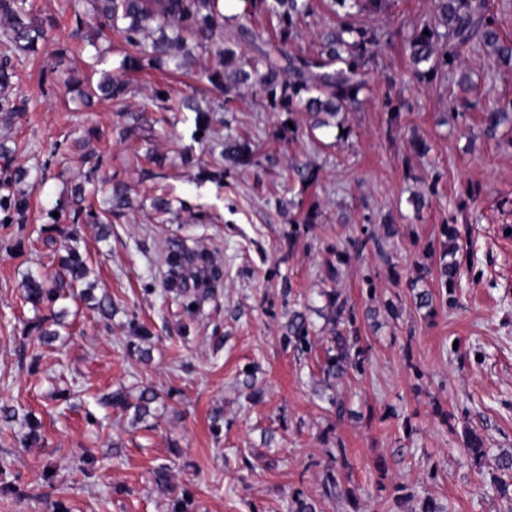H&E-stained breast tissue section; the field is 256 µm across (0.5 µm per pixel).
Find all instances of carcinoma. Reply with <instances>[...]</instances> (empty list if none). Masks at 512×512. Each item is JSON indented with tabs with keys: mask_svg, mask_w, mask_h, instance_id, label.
Listing matches in <instances>:
<instances>
[{
	"mask_svg": "<svg viewBox=\"0 0 512 512\" xmlns=\"http://www.w3.org/2000/svg\"><path fill=\"white\" fill-rule=\"evenodd\" d=\"M88 5L84 11L76 12L77 29H82L91 17L101 26L116 33L125 44L131 47L140 58L148 62L167 57L178 69L191 65L188 56L182 54L184 40L195 39L200 51L208 50L215 38H223L224 47L218 54L224 64L232 67L231 77L212 72L207 79L224 89V94H235L247 87L263 95L270 106L280 112L290 114L302 109L314 118L308 136L315 138V130L329 125L328 119L361 102V96L370 90L371 77L365 70V60L378 45L377 34L362 27L355 21L349 9L363 4V8L379 13L385 11L388 0H324V7L331 15H336V7L345 9L336 28L322 39L319 50L312 56H302L288 51V43L297 34L298 23L312 11V0H243L245 16H250L255 5L261 3L270 16L278 21L279 30L276 43L261 50L258 56L245 59L241 43L254 39L246 25L238 26L236 33L223 36L226 20L217 7V0H81ZM437 13L443 20L445 31L428 23L412 30L403 39V49L407 54L414 75L422 80L433 82L442 80L461 66L464 53L479 43L492 50L497 60L512 64V40L500 35L493 18L488 14V0H434ZM428 34H423V31ZM50 25L41 16L26 7V0H0V89L8 88L15 77L14 57L10 49L35 50L41 43L50 40ZM126 90L123 75L105 77L90 90L84 92L86 101L94 98L110 100L121 107ZM484 124L488 134L493 135L501 126L512 124V102L501 104L492 102L484 110ZM249 140L242 135H229L224 138V159L233 167L257 164V154ZM30 170L18 167L0 178L1 222L23 215L30 206L31 184L28 181ZM129 203L128 189L124 185L111 188V207L104 213L95 207V191L86 189L79 182L71 187L68 206L75 224H92L100 238L107 236L109 215L125 208ZM362 239L348 242L344 248L330 251L327 260L333 272L338 266L360 257L363 248L370 240L374 241L380 259L389 264V255L381 240L367 225L363 226ZM446 237L443 249L430 248L431 255L437 256L433 267L421 269L416 280L409 282V297L415 309L426 311L431 316L437 306L448 303L444 295L455 292V285L461 276L462 264L456 257L459 246L456 244L458 229L454 224L444 225ZM73 245L67 247L66 255L59 257L57 277L50 280L41 276L29 275L22 287L28 302L35 306L54 305L63 297L64 288L81 287L80 295L91 302L100 317L112 319L113 303L108 294L96 295L94 284L88 281L89 268L79 251L78 234H69ZM165 263L168 273L163 283L164 291L173 293L186 301L185 308L200 303L209 294V284L220 271L210 253L206 251L188 252L176 239L168 242ZM434 278L438 288H420L418 283ZM320 295L325 303L316 309L324 319L329 335L320 336L310 319L306 307L302 310H288V323L285 326V340L297 357L314 359L322 383L331 386L336 381L352 375H363L366 371L369 347L362 336V326L371 316V310L360 314L354 304L336 289H323ZM130 394L121 390L104 397L101 403L120 412L131 413L130 423L136 426L151 414V404L157 393L149 388L139 391L136 401L129 400ZM5 420L22 419L29 427V436L36 437L40 422L32 414L18 415L12 408H0ZM464 450L477 465L488 455L485 441L477 431L465 432ZM334 465L326 467L320 481L322 499H333L342 492L341 473L353 468L344 444L336 442L332 454ZM170 466L160 464L153 470L156 485L173 494L171 512H191L192 501L186 494H175L170 484ZM490 487L502 500L512 504V451L495 457L494 468L490 473Z\"/></svg>",
	"mask_w": 512,
	"mask_h": 512,
	"instance_id": "cac0c4a2",
	"label": "carcinoma"
}]
</instances>
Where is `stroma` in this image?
<instances>
[{"label": "stroma", "mask_w": 512, "mask_h": 512, "mask_svg": "<svg viewBox=\"0 0 512 512\" xmlns=\"http://www.w3.org/2000/svg\"><path fill=\"white\" fill-rule=\"evenodd\" d=\"M72 4L27 0L51 22L53 42L16 52L9 94L31 103L17 117L0 113V141L12 149L0 155V171L24 165L44 176L25 219L0 224V406L34 413L42 435L24 447L25 426L0 419L7 463L0 512H170L168 494L153 481L161 463L196 512H288L297 491L319 512H388L398 484L408 493L404 512L427 496L447 512H512L491 490L487 469L463 450L465 430L475 428L492 454L512 451V134L488 137L481 121L489 100L512 99V65L478 50L462 59L470 85L414 80L403 38L435 22L434 7L389 0L384 12L357 16L380 43L366 63L370 91L343 116V140L331 130L310 140L306 113L273 111L247 89L225 99L166 65L128 73L121 116L106 101L85 109L63 84L69 75L84 84L93 72H115L129 52L113 35L94 45L74 37ZM42 85L53 88L51 97H38ZM155 90L173 100L194 95L200 109L161 113L145 104ZM389 98L403 103L394 122ZM290 117L300 127L292 139L281 127ZM228 132L251 133L267 154L261 165H225L220 144ZM416 136L428 144L426 156L415 152ZM93 153L103 158L96 180L127 186L131 198L113 215L107 241L85 224L78 242L90 281L116 312L102 320L68 293L59 302L67 311L60 336L44 345L40 332L55 312L27 302L21 283L31 272L54 273L71 224L58 205L83 181ZM297 164L309 165L313 180H295ZM417 194L425 197L418 210L410 203ZM158 197L169 201V214L155 212ZM301 209L314 210L317 221L292 241L289 220ZM388 219L396 226L383 241L391 263L370 244L331 277L329 250ZM450 222L461 233L466 270L456 305L427 318L406 284L431 265L429 247ZM173 238L207 250L221 271L213 297L192 316L161 293ZM324 288L361 310L402 300L398 320L382 316L378 329L363 330L371 346L366 375L334 389L356 411L352 420L329 416L308 364L283 340L289 308L323 306ZM133 317L150 330L149 342L131 335ZM250 364L259 368L251 387L241 376ZM146 385L159 398L138 428L98 402ZM61 388L73 391L74 410L54 400ZM88 411L98 425L86 423ZM340 441L354 469L345 493L324 500L321 473ZM87 447L102 456L90 478L74 463ZM114 447L116 461L106 457Z\"/></svg>", "instance_id": "35a3bbf8"}]
</instances>
